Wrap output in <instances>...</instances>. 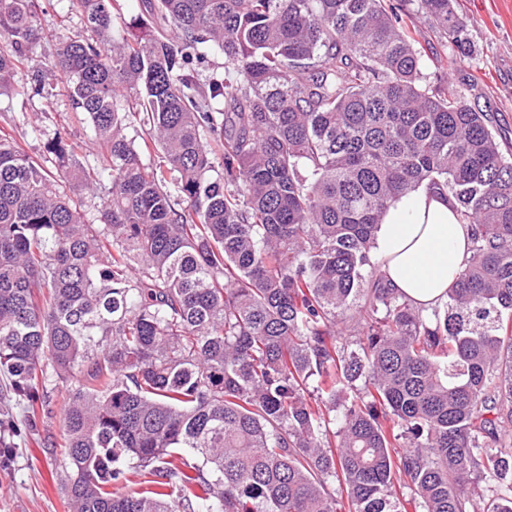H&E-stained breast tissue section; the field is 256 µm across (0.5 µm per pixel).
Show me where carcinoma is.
Listing matches in <instances>:
<instances>
[{
  "label": "carcinoma",
  "instance_id": "obj_1",
  "mask_svg": "<svg viewBox=\"0 0 512 512\" xmlns=\"http://www.w3.org/2000/svg\"><path fill=\"white\" fill-rule=\"evenodd\" d=\"M71 2L84 33L17 89L39 4L0 0V90L63 81L101 149L59 131L50 169L0 130V468L63 384L68 512H512V158L405 9ZM421 4L471 51L456 0ZM423 184L472 239L429 312L373 278Z\"/></svg>",
  "mask_w": 512,
  "mask_h": 512
}]
</instances>
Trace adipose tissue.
I'll return each mask as SVG.
<instances>
[{"instance_id":"ef3b65f1","label":"adipose tissue","mask_w":512,"mask_h":512,"mask_svg":"<svg viewBox=\"0 0 512 512\" xmlns=\"http://www.w3.org/2000/svg\"><path fill=\"white\" fill-rule=\"evenodd\" d=\"M374 253L386 285L428 309L447 301L470 256V227L447 192L423 185L389 207Z\"/></svg>"}]
</instances>
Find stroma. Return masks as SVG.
<instances>
[{
    "mask_svg": "<svg viewBox=\"0 0 512 512\" xmlns=\"http://www.w3.org/2000/svg\"><path fill=\"white\" fill-rule=\"evenodd\" d=\"M407 8L413 14L409 28L420 47L440 58L442 75L466 103L493 114L498 139L512 153V0H458V11L468 21L472 51L467 55L431 31L420 0H409ZM39 16L40 39L12 79L18 87L33 83L37 66L50 59L58 40L82 31L69 0H42ZM6 126L38 159L46 158V143L63 129L83 165L99 162L90 123L72 110L60 89H44L26 102L0 94V128ZM60 407V398H53L48 415L18 439L10 467L0 470V512H67L59 474Z\"/></svg>",
    "mask_w": 512,
    "mask_h": 512,
    "instance_id": "obj_1",
    "label": "stroma"
}]
</instances>
